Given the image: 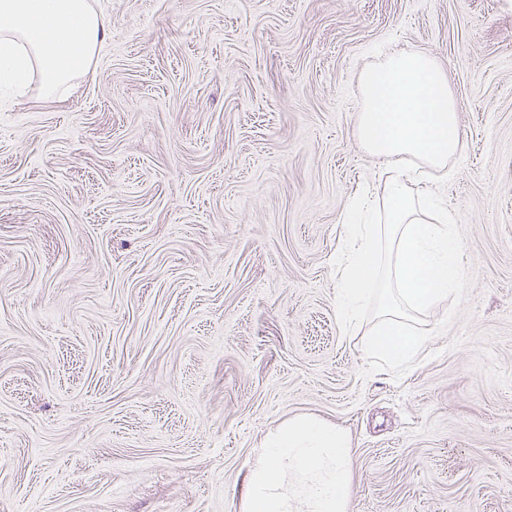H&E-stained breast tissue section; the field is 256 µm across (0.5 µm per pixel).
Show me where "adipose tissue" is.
<instances>
[{"label": "adipose tissue", "instance_id": "ef3b65f1", "mask_svg": "<svg viewBox=\"0 0 512 512\" xmlns=\"http://www.w3.org/2000/svg\"><path fill=\"white\" fill-rule=\"evenodd\" d=\"M110 19L95 0H0V86L22 90L37 72L45 97L86 74L108 38ZM360 137L388 163L379 200L347 208L346 245L336 256L338 313L352 325L377 284L391 286L403 312L385 316L367 350L410 362L427 339L407 314L447 300L463 277L461 244L450 215L416 200L420 167L446 172L463 149L456 100L433 58L389 55L363 76ZM356 452L336 426L298 416L269 432L245 487V512H349Z\"/></svg>", "mask_w": 512, "mask_h": 512}]
</instances>
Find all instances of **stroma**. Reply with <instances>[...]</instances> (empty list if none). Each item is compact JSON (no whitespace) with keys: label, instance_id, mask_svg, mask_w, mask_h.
Here are the masks:
<instances>
[{"label":"stroma","instance_id":"35a3bbf8","mask_svg":"<svg viewBox=\"0 0 512 512\" xmlns=\"http://www.w3.org/2000/svg\"><path fill=\"white\" fill-rule=\"evenodd\" d=\"M69 93L0 91V512H243L312 416L350 512H512V0H96ZM429 53L464 151L429 189L463 245L410 363L336 314L378 51Z\"/></svg>","mask_w":512,"mask_h":512}]
</instances>
